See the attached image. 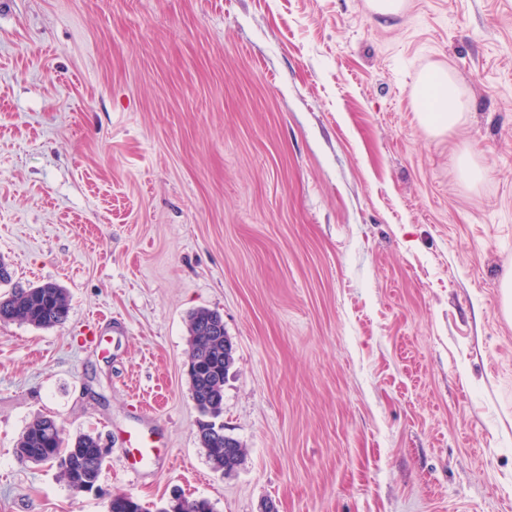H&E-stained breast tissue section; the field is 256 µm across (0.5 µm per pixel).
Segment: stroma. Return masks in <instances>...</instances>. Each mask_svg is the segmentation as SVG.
Returning a JSON list of instances; mask_svg holds the SVG:
<instances>
[{"mask_svg":"<svg viewBox=\"0 0 512 512\" xmlns=\"http://www.w3.org/2000/svg\"><path fill=\"white\" fill-rule=\"evenodd\" d=\"M434 66L464 104L436 136ZM0 258L70 295L0 324V512H512V0H0ZM203 307L230 476L184 368ZM41 414L100 435L96 490L18 461ZM418 99L421 123L430 133L454 126L463 108L457 80L449 70L429 72L420 84ZM189 350L186 365L192 399L202 418L197 436L208 461L216 473L229 475L243 461L244 449L238 440L228 451L224 443V381L234 363L233 345L224 334L222 316L208 308L193 312L189 319ZM127 441L130 448H126V454L132 470L138 471L137 465H144L159 454L152 441L138 431L129 433ZM109 502V512H214L213 504L205 498L188 499L179 496L176 501L168 500L155 508L131 494H117Z\"/></svg>","mask_w":512,"mask_h":512,"instance_id":"35a3bbf8","label":"stroma"}]
</instances>
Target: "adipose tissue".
<instances>
[{
    "label": "adipose tissue",
    "instance_id": "1",
    "mask_svg": "<svg viewBox=\"0 0 512 512\" xmlns=\"http://www.w3.org/2000/svg\"><path fill=\"white\" fill-rule=\"evenodd\" d=\"M418 99L422 125L432 133L454 126L463 103L456 78L447 70L429 72L422 80Z\"/></svg>",
    "mask_w": 512,
    "mask_h": 512
}]
</instances>
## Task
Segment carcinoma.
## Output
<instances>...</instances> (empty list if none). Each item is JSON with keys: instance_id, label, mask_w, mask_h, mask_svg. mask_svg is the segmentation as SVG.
<instances>
[{"instance_id": "carcinoma-1", "label": "carcinoma", "mask_w": 512, "mask_h": 512, "mask_svg": "<svg viewBox=\"0 0 512 512\" xmlns=\"http://www.w3.org/2000/svg\"><path fill=\"white\" fill-rule=\"evenodd\" d=\"M69 314L66 291L52 282L30 288H14L0 296V322H21L35 328H51L64 323ZM189 350L186 364L192 399L201 415L197 436L212 469L222 475L234 472L243 461L244 449L233 440L234 450L224 443V381L234 363L233 345L224 334L222 316L208 308L193 312L189 319ZM15 454L22 463L55 461L59 478L70 490L81 493L84 485H95L106 457L99 439L80 433L67 440L56 429V421L47 416L35 417L19 439ZM109 512H214L205 498L183 496L155 508L131 494H118L109 502Z\"/></svg>"}]
</instances>
